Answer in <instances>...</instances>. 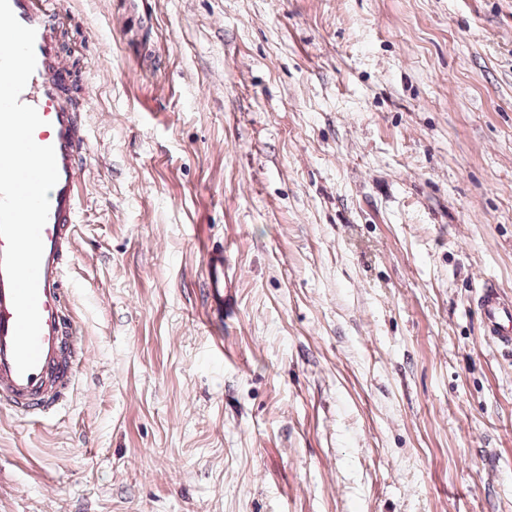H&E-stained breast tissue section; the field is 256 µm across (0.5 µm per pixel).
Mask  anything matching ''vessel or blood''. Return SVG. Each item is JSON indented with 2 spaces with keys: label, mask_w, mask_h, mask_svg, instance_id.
<instances>
[{
  "label": "vessel or blood",
  "mask_w": 512,
  "mask_h": 512,
  "mask_svg": "<svg viewBox=\"0 0 512 512\" xmlns=\"http://www.w3.org/2000/svg\"><path fill=\"white\" fill-rule=\"evenodd\" d=\"M10 6L21 24L36 31V68L19 100L33 106L42 118L34 139L54 147L59 178L48 194L49 214L41 232L40 357L24 374L18 372L13 358L16 310L9 280L0 271V406L24 417L44 418L57 406L56 399L47 395L49 383L69 384L83 360L75 339L77 327L66 319L63 309L67 256L75 250L74 227L83 190L86 134L69 96L70 64L57 41V31L68 14L64 0H10ZM205 268L204 304L219 318L224 314L223 249H207ZM477 310L485 339L512 351V303L490 285L483 288Z\"/></svg>",
  "instance_id": "obj_1"
}]
</instances>
